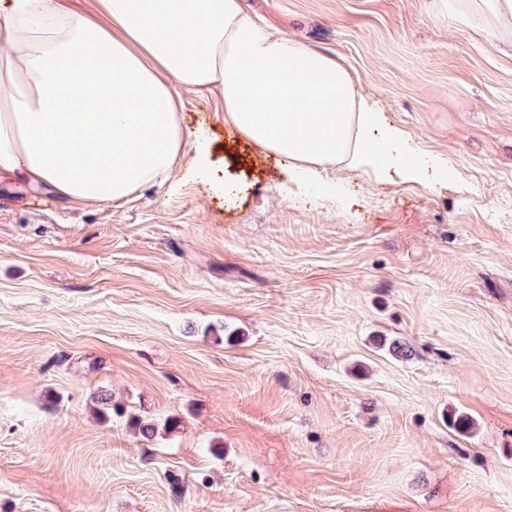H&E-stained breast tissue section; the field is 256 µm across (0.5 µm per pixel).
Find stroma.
<instances>
[{
    "mask_svg": "<svg viewBox=\"0 0 512 512\" xmlns=\"http://www.w3.org/2000/svg\"><path fill=\"white\" fill-rule=\"evenodd\" d=\"M245 4L457 176L327 169L344 211L184 89L211 175L111 206L0 178V512H512V49L431 0Z\"/></svg>",
    "mask_w": 512,
    "mask_h": 512,
    "instance_id": "35a3bbf8",
    "label": "stroma"
}]
</instances>
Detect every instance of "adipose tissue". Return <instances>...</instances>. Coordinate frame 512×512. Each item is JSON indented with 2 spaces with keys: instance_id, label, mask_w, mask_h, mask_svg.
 Returning a JSON list of instances; mask_svg holds the SVG:
<instances>
[{
  "instance_id": "1",
  "label": "adipose tissue",
  "mask_w": 512,
  "mask_h": 512,
  "mask_svg": "<svg viewBox=\"0 0 512 512\" xmlns=\"http://www.w3.org/2000/svg\"><path fill=\"white\" fill-rule=\"evenodd\" d=\"M462 31L512 48V0H432ZM111 29L60 0L0 5V177L24 173L77 201L112 203L210 164L180 120L182 89L220 91L224 121L276 155L302 192L339 165L376 180L455 179L361 93L336 57L271 32L244 0H103Z\"/></svg>"
}]
</instances>
